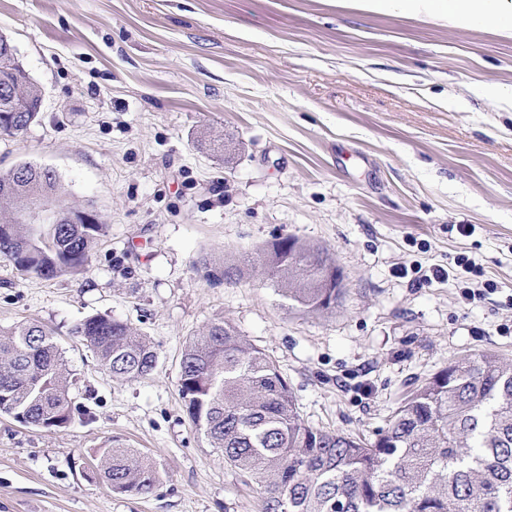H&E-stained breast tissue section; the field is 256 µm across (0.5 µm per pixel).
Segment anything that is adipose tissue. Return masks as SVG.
I'll use <instances>...</instances> for the list:
<instances>
[{"mask_svg":"<svg viewBox=\"0 0 512 512\" xmlns=\"http://www.w3.org/2000/svg\"><path fill=\"white\" fill-rule=\"evenodd\" d=\"M361 12L484 30L512 39V0H345Z\"/></svg>","mask_w":512,"mask_h":512,"instance_id":"1","label":"adipose tissue"}]
</instances>
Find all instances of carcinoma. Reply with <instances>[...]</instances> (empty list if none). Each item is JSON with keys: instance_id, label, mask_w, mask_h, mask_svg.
I'll return each mask as SVG.
<instances>
[{"instance_id": "obj_1", "label": "carcinoma", "mask_w": 512, "mask_h": 512, "mask_svg": "<svg viewBox=\"0 0 512 512\" xmlns=\"http://www.w3.org/2000/svg\"><path fill=\"white\" fill-rule=\"evenodd\" d=\"M0 35V135L16 136L37 118L40 90ZM28 99L15 112L5 93ZM0 211V258L28 277L51 280L86 270L103 231L99 217L72 224L64 186L51 168L31 165ZM49 198L57 222L20 220L17 199ZM323 248L281 235L260 246L252 266L291 308L324 313L345 293ZM72 335L110 377L150 375V340L107 315L78 322ZM179 392L187 416L224 463L263 488L259 512H512V359L482 350L417 383L369 442L306 421L276 361L224 320L189 339ZM0 414L44 429L73 420L67 372L54 332L39 322L0 327ZM95 474L112 492L150 494L156 464L135 448L99 449Z\"/></svg>"}]
</instances>
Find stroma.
Instances as JSON below:
<instances>
[{"mask_svg":"<svg viewBox=\"0 0 512 512\" xmlns=\"http://www.w3.org/2000/svg\"><path fill=\"white\" fill-rule=\"evenodd\" d=\"M0 35L43 96L0 138V170L53 168L104 226L80 274L0 259V325L55 331L75 415L52 430L0 415V512H258V482L178 390L189 337L217 319L277 362L305 420L370 440L416 381L480 350L512 357V112L474 89L512 88V39L337 0H0ZM286 234L328 250L335 311L194 266L246 265ZM458 256L476 270L416 284ZM487 280L496 293L462 298ZM96 313L150 338L153 374L104 373L70 334ZM108 443L156 461L151 494L93 477Z\"/></svg>","mask_w":512,"mask_h":512,"instance_id":"stroma-1","label":"stroma"}]
</instances>
